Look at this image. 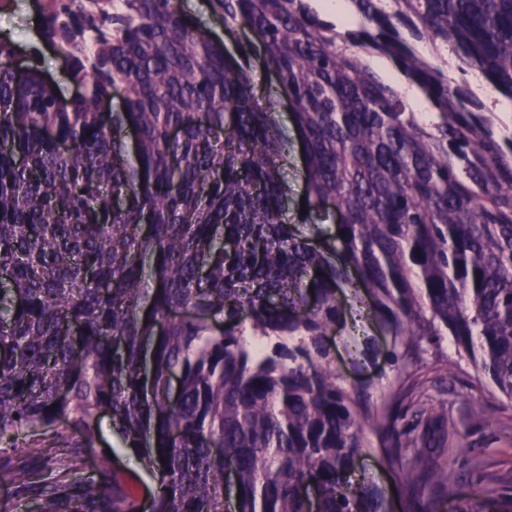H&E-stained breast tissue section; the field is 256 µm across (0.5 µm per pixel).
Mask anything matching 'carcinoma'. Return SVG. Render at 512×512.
<instances>
[{
    "label": "carcinoma",
    "instance_id": "carcinoma-1",
    "mask_svg": "<svg viewBox=\"0 0 512 512\" xmlns=\"http://www.w3.org/2000/svg\"><path fill=\"white\" fill-rule=\"evenodd\" d=\"M210 2L251 32L275 89L258 95L249 58L180 0H50L39 35L81 88L69 101L0 38V443L20 453L59 424L71 457L95 461L69 478L20 459L0 478L40 512H143L138 475L100 446L104 408L149 461L153 512H392L355 477L375 448L411 512H512L399 442L401 378L369 402L328 341L364 307L393 366L448 334L472 388L512 403V126L497 112L512 0H347L345 21L317 0ZM114 99L123 111H101ZM420 412L447 423L428 396ZM303 160L301 154L296 152L293 165L288 169L286 181L288 183L289 215L294 212L297 203L300 201L304 189L303 182Z\"/></svg>",
    "mask_w": 512,
    "mask_h": 512
}]
</instances>
